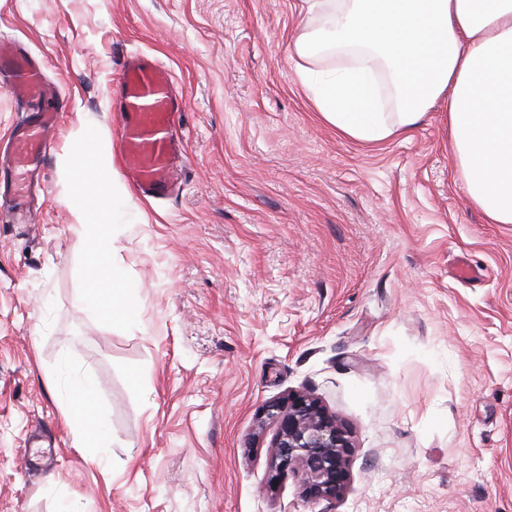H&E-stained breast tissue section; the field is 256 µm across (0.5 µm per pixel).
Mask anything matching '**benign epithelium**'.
<instances>
[{
  "label": "benign epithelium",
  "mask_w": 512,
  "mask_h": 512,
  "mask_svg": "<svg viewBox=\"0 0 512 512\" xmlns=\"http://www.w3.org/2000/svg\"><path fill=\"white\" fill-rule=\"evenodd\" d=\"M276 426L270 444V481L298 476L306 496L332 499L342 494L348 480V458L353 448L350 432L309 395L292 393L263 406L257 427Z\"/></svg>",
  "instance_id": "obj_1"
}]
</instances>
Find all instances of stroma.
<instances>
[{
	"label": "stroma",
	"instance_id": "1",
	"mask_svg": "<svg viewBox=\"0 0 512 512\" xmlns=\"http://www.w3.org/2000/svg\"><path fill=\"white\" fill-rule=\"evenodd\" d=\"M300 0H0V42L64 102L34 224L0 222V512H512V224L470 201L431 109L369 146L313 112ZM143 53L183 92L187 159L113 250L63 202L74 133L119 140ZM90 376L103 447L66 423ZM318 398L354 448L336 499L270 485L262 406Z\"/></svg>",
	"mask_w": 512,
	"mask_h": 512
}]
</instances>
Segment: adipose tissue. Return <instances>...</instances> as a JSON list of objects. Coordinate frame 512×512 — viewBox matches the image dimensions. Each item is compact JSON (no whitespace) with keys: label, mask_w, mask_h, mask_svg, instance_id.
<instances>
[{"label":"adipose tissue","mask_w":512,"mask_h":512,"mask_svg":"<svg viewBox=\"0 0 512 512\" xmlns=\"http://www.w3.org/2000/svg\"><path fill=\"white\" fill-rule=\"evenodd\" d=\"M299 13L307 24L294 43L296 70L324 123L378 145L411 137L443 105L471 201L489 223L512 224V0H301ZM347 44L359 53L332 76L312 79L313 58ZM381 73L395 96L391 112L365 102ZM74 137L72 214L78 226L95 228L101 262L112 251V145L80 130Z\"/></svg>","instance_id":"obj_1"}]
</instances>
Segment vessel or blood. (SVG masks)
<instances>
[{"label": "vessel or blood", "mask_w": 512, "mask_h": 512, "mask_svg": "<svg viewBox=\"0 0 512 512\" xmlns=\"http://www.w3.org/2000/svg\"><path fill=\"white\" fill-rule=\"evenodd\" d=\"M119 114L122 161L146 196L169 192L179 153L174 115L181 101L169 71L150 57L131 58L121 77ZM0 91L29 103L30 118L14 129L6 146L11 175L10 211L14 223L32 220V177L50 150L62 101L42 66L13 43L0 44Z\"/></svg>", "instance_id": "1"}]
</instances>
